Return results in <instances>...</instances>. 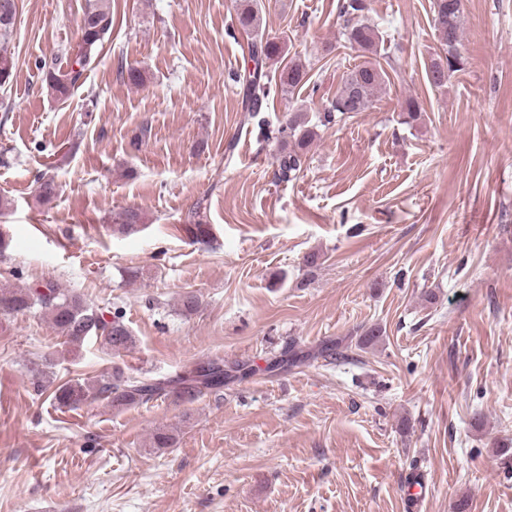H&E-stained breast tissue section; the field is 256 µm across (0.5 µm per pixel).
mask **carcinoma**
<instances>
[{
  "instance_id": "cac0c4a2",
  "label": "carcinoma",
  "mask_w": 512,
  "mask_h": 512,
  "mask_svg": "<svg viewBox=\"0 0 512 512\" xmlns=\"http://www.w3.org/2000/svg\"><path fill=\"white\" fill-rule=\"evenodd\" d=\"M338 15L343 25L341 36L358 49L375 53L383 43L378 29L364 19L367 9L365 0H338ZM236 22L246 33L258 32L261 16L257 0H235ZM17 15L16 0H0V41L8 42L13 34ZM112 0H89L81 20V37L73 51H59L39 64L43 81L51 95L65 100L71 92L85 82V74L96 62L104 44L112 35ZM432 25L438 34L441 51L436 54L428 71L429 83L442 88L456 73L464 69L465 58L460 52L462 28V0H433ZM283 53L281 43L275 39H261L252 44L254 70L243 75V119L250 123L274 89L291 95L305 83L307 71L300 63L283 67L279 81L269 80L268 64L279 60ZM13 58L4 49L0 50V88L10 84L13 76ZM386 71L378 63L366 61L352 69L343 78L331 106L313 122L308 114L294 112L288 123L266 134L267 139L280 137L282 146L278 157L280 180L291 181L300 172L304 152L318 136L317 127H328L351 112H364L385 84ZM57 195L53 178H39L37 200L42 204L51 202ZM141 216L134 210L123 213L113 229L130 234L141 230ZM186 236L194 243H205L212 235V227L204 219L202 206H197L182 225ZM39 307L56 332L67 345H79L94 336L114 353H120L135 343L131 330L119 312L106 318L105 311L87 304L81 296L52 282L35 284L30 288L0 287V314H11ZM224 388V364L219 359L195 365L176 379H154L149 382L125 377L117 372L106 378L76 382H65L52 392L60 407L76 408L87 400L104 398L114 407H129L147 402L156 396L173 393L183 401L191 403L206 391Z\"/></svg>"
}]
</instances>
